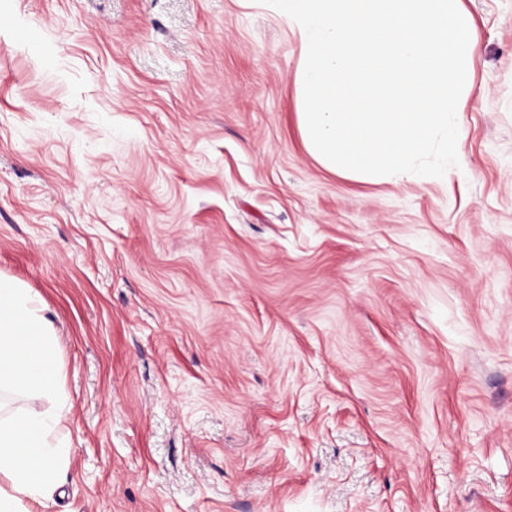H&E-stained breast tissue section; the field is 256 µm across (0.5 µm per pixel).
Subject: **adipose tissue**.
Masks as SVG:
<instances>
[{
	"label": "adipose tissue",
	"instance_id": "1",
	"mask_svg": "<svg viewBox=\"0 0 512 512\" xmlns=\"http://www.w3.org/2000/svg\"><path fill=\"white\" fill-rule=\"evenodd\" d=\"M43 311L30 289L0 277V394H28L49 403L45 410L0 417V512H18L26 499L44 503L71 451L50 439L69 408Z\"/></svg>",
	"mask_w": 512,
	"mask_h": 512
}]
</instances>
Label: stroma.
Here are the masks:
<instances>
[{"mask_svg": "<svg viewBox=\"0 0 512 512\" xmlns=\"http://www.w3.org/2000/svg\"><path fill=\"white\" fill-rule=\"evenodd\" d=\"M457 166L331 172L265 0H0V275L71 410L27 512H512V0Z\"/></svg>", "mask_w": 512, "mask_h": 512, "instance_id": "stroma-1", "label": "stroma"}]
</instances>
